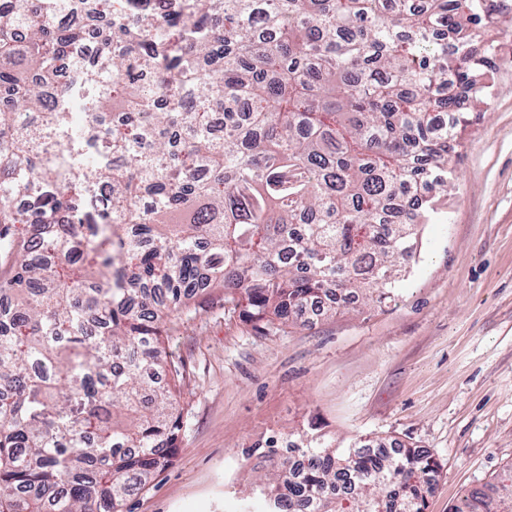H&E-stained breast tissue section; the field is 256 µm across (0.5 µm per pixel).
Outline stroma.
<instances>
[{
  "mask_svg": "<svg viewBox=\"0 0 512 512\" xmlns=\"http://www.w3.org/2000/svg\"><path fill=\"white\" fill-rule=\"evenodd\" d=\"M494 94L453 154L396 301L265 327L201 301L167 349L184 364L176 459L129 512H265L269 441L385 438L439 462L425 512H451L512 466V37Z\"/></svg>",
  "mask_w": 512,
  "mask_h": 512,
  "instance_id": "35a3bbf8",
  "label": "stroma"
}]
</instances>
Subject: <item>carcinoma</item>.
<instances>
[{"instance_id": "carcinoma-1", "label": "carcinoma", "mask_w": 512, "mask_h": 512, "mask_svg": "<svg viewBox=\"0 0 512 512\" xmlns=\"http://www.w3.org/2000/svg\"><path fill=\"white\" fill-rule=\"evenodd\" d=\"M127 11L0 0V512H124L172 465L165 338L212 291L263 324L394 300L512 33L494 0ZM299 450H269V512H424L436 481L424 450ZM451 512H512V467Z\"/></svg>"}]
</instances>
